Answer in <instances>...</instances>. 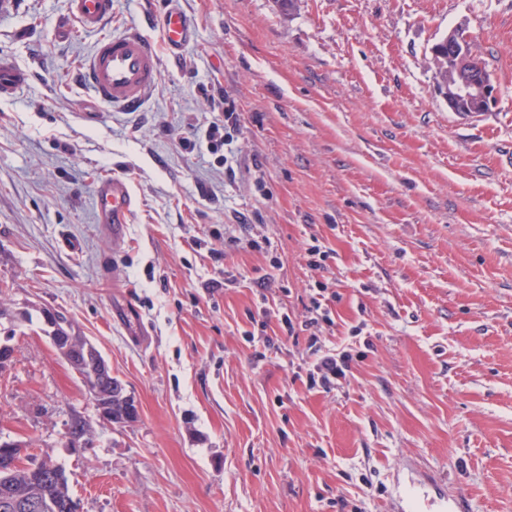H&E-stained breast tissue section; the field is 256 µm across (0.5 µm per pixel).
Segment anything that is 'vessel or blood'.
Returning a JSON list of instances; mask_svg holds the SVG:
<instances>
[{"label": "vessel or blood", "mask_w": 512, "mask_h": 512, "mask_svg": "<svg viewBox=\"0 0 512 512\" xmlns=\"http://www.w3.org/2000/svg\"><path fill=\"white\" fill-rule=\"evenodd\" d=\"M114 0H70L73 25L60 27L61 38L73 30L99 32L92 52L78 65L77 76L87 88L92 104L120 109L140 105L156 86L160 64L155 49L135 29L119 34L105 33L111 22ZM161 35L170 57H178L195 39L196 29L177 6H169L161 18ZM30 79L28 71L11 58L0 56V98L13 97ZM133 197L129 184L120 178L98 181L95 193L96 221L112 239H120L131 220ZM417 512H470L469 498L459 492L452 496L436 494L418 505Z\"/></svg>", "instance_id": "obj_1"}]
</instances>
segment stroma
Instances as JSON below:
<instances>
[{"instance_id":"1","label":"stroma","mask_w":512,"mask_h":512,"mask_svg":"<svg viewBox=\"0 0 512 512\" xmlns=\"http://www.w3.org/2000/svg\"><path fill=\"white\" fill-rule=\"evenodd\" d=\"M166 2L115 0L161 78L138 111L93 116L75 68L96 36L59 40L68 0L0 12V53L32 74L0 100V437L61 464L80 512H386L423 470L470 512H512V0H179L197 36L176 59ZM454 28L497 87L476 120L434 91L430 48ZM228 102L231 174L188 128ZM104 175L135 200L116 243L95 220ZM239 212L274 254L225 249ZM318 282L337 293L326 345L360 354L328 392L294 379L307 340L279 326ZM47 311L97 346L135 421L100 420Z\"/></svg>"}]
</instances>
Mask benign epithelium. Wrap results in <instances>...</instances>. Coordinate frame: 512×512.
Segmentation results:
<instances>
[{
	"mask_svg": "<svg viewBox=\"0 0 512 512\" xmlns=\"http://www.w3.org/2000/svg\"><path fill=\"white\" fill-rule=\"evenodd\" d=\"M437 69L448 71L447 80L435 83V92L454 113L469 112L475 116L491 110L496 102L497 88L485 60L477 54L465 32L454 29L431 47ZM44 325L48 338L65 359L81 358L88 365L87 388L90 389L98 416L112 421V399L99 394L100 379L112 373L108 363L95 345L78 337L60 317L47 314ZM0 468L15 473L46 475L37 459L27 453L25 445L13 440L0 439Z\"/></svg>",
	"mask_w": 512,
	"mask_h": 512,
	"instance_id": "benign-epithelium-1",
	"label": "benign epithelium"
}]
</instances>
